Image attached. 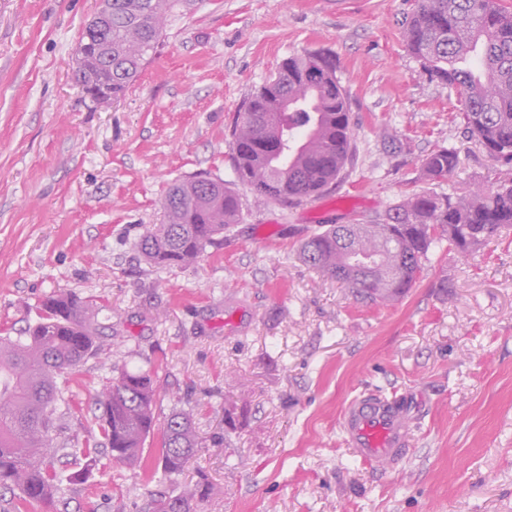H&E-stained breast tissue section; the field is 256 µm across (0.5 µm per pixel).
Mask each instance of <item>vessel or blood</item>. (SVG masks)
Here are the masks:
<instances>
[{"label":"vessel or blood","instance_id":"b4317fda","mask_svg":"<svg viewBox=\"0 0 512 512\" xmlns=\"http://www.w3.org/2000/svg\"><path fill=\"white\" fill-rule=\"evenodd\" d=\"M412 426L406 402L365 392L345 408L343 442L366 465L386 468L402 462L410 453Z\"/></svg>","mask_w":512,"mask_h":512}]
</instances>
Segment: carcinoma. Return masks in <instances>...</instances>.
Listing matches in <instances>:
<instances>
[{"instance_id":"carcinoma-1","label":"carcinoma","mask_w":512,"mask_h":512,"mask_svg":"<svg viewBox=\"0 0 512 512\" xmlns=\"http://www.w3.org/2000/svg\"><path fill=\"white\" fill-rule=\"evenodd\" d=\"M197 2L112 0L110 17L81 33L100 64L75 72V82L95 106L111 105L136 80L169 20ZM402 34L428 79L457 92L470 136L492 158L511 164L512 10L501 0H416ZM336 69L330 50L292 55L248 95L230 131L236 182L173 184L162 202L167 223L149 225L135 244L145 261L161 270L194 264L243 221L241 185L257 203H288L314 197L338 179L353 153V128ZM458 165V152L441 147L423 159V176L440 181ZM506 230H512V177L463 195L413 189L379 223L318 226L299 252L356 300L395 301L422 278L432 247L446 241L468 256ZM92 308L85 297L54 291L24 335L0 336V512H28L34 502L55 512L62 483L82 484L114 463L159 477L165 489L153 495L149 512H197L213 491L208 477L200 472L183 488L178 482L201 447L193 411L175 409L157 424L153 369L112 368L116 376L95 399L99 438L74 450L85 459L81 469L65 480L56 470L59 421L71 407L57 375L91 358L110 360ZM157 427L162 444L152 460L145 442Z\"/></svg>"}]
</instances>
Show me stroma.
<instances>
[{"mask_svg":"<svg viewBox=\"0 0 512 512\" xmlns=\"http://www.w3.org/2000/svg\"><path fill=\"white\" fill-rule=\"evenodd\" d=\"M99 3L0 0V336L20 335L58 290L93 299L112 331L111 366L91 359L58 380L72 397L59 446L86 438L112 366L153 368L157 420L183 399L194 409L203 448L181 481L208 476L200 512H512V235L466 257L433 248L420 283L373 304L298 251L318 225L374 223L424 188L434 149L460 160L438 191L506 171L409 53L400 22L415 0H202L102 109L73 78ZM322 49L354 122L340 179L301 202L248 205L190 266L141 260L135 244L165 223L173 182L234 181L229 127L247 94L284 58ZM366 389L407 399L416 421L411 455L384 470L342 442V409ZM157 488L114 464L58 510L145 512Z\"/></svg>","mask_w":512,"mask_h":512,"instance_id":"stroma-1","label":"stroma"}]
</instances>
